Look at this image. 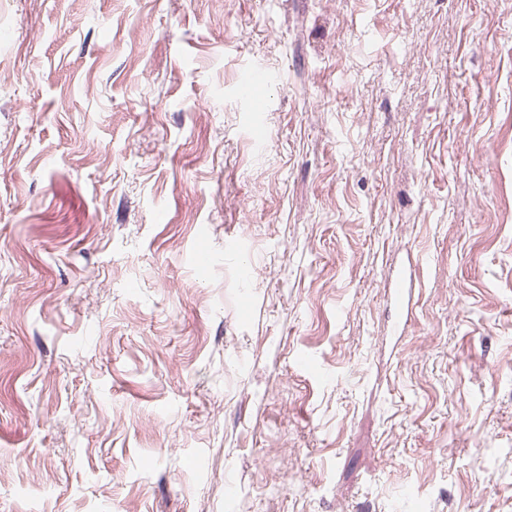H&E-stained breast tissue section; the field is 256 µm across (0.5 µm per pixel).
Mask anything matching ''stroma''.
<instances>
[{
  "label": "stroma",
  "instance_id": "1",
  "mask_svg": "<svg viewBox=\"0 0 512 512\" xmlns=\"http://www.w3.org/2000/svg\"><path fill=\"white\" fill-rule=\"evenodd\" d=\"M0 512H512V0H0ZM268 79L267 72L260 66H252L246 70L242 82L238 88V93L246 102L249 103L255 120H260V115L264 107L262 104L253 101L250 97V87L252 84L264 82Z\"/></svg>",
  "mask_w": 512,
  "mask_h": 512
}]
</instances>
